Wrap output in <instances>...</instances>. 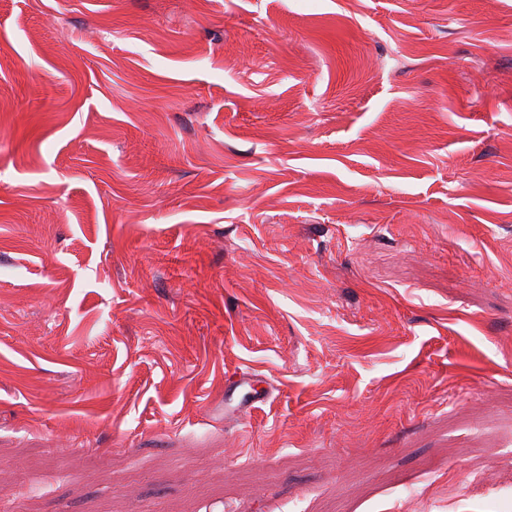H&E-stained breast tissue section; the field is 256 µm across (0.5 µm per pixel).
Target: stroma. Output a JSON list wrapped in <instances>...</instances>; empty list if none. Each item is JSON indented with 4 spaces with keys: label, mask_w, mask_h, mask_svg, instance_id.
<instances>
[{
    "label": "stroma",
    "mask_w": 512,
    "mask_h": 512,
    "mask_svg": "<svg viewBox=\"0 0 512 512\" xmlns=\"http://www.w3.org/2000/svg\"><path fill=\"white\" fill-rule=\"evenodd\" d=\"M0 512H512V0H0Z\"/></svg>",
    "instance_id": "1"
}]
</instances>
